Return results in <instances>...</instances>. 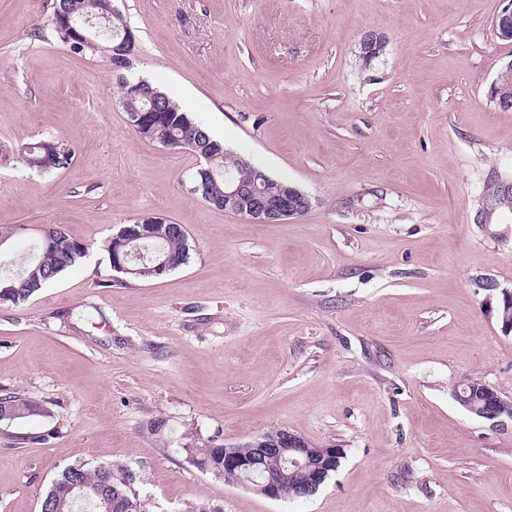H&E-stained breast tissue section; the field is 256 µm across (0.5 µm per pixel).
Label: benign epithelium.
<instances>
[{"label":"benign epithelium","instance_id":"1","mask_svg":"<svg viewBox=\"0 0 512 512\" xmlns=\"http://www.w3.org/2000/svg\"><path fill=\"white\" fill-rule=\"evenodd\" d=\"M495 24L499 25L501 36L512 38V0L497 14ZM385 48L384 35L375 31L363 34L360 49L364 60L371 61L379 57ZM310 208L309 196L290 183H280L276 191L267 193L256 183L247 185L227 180L224 211L245 217L252 224L282 223L305 214ZM454 398L467 411L495 425L502 424L506 419L512 421V409L507 407L508 401L487 384L469 390L457 389ZM342 455L340 448H321L314 454L298 435L287 431L276 443L256 438L240 449L225 448L224 469L246 473L243 480L252 483V490L268 499L277 500L281 498L282 485L305 466L308 470L302 483L304 493H315L329 472L336 470ZM268 459L277 461L275 470L261 475L259 481L249 476L254 465Z\"/></svg>","mask_w":512,"mask_h":512}]
</instances>
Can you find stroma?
I'll return each instance as SVG.
<instances>
[{"mask_svg": "<svg viewBox=\"0 0 512 512\" xmlns=\"http://www.w3.org/2000/svg\"><path fill=\"white\" fill-rule=\"evenodd\" d=\"M54 3L0 0V147L52 135L75 156L52 174L0 158V225H23L21 262L45 224L88 254L0 305V393L49 409L0 421V512H40L79 460L127 465L150 512H512V422L451 392L512 400V335L477 286H512L501 0H116L137 35L122 75L310 196L281 224L191 193L197 158L133 130L122 75L57 39ZM368 30L387 39L369 62ZM152 213L184 227L191 259L119 284L102 244ZM276 429L343 449L315 494L270 500L178 452ZM27 432L48 439L15 443ZM454 398L467 411L495 425H501L505 419L512 422V403L487 384L471 387L470 390L456 389ZM506 404H511V410Z\"/></svg>", "mask_w": 512, "mask_h": 512, "instance_id": "1", "label": "stroma"}]
</instances>
